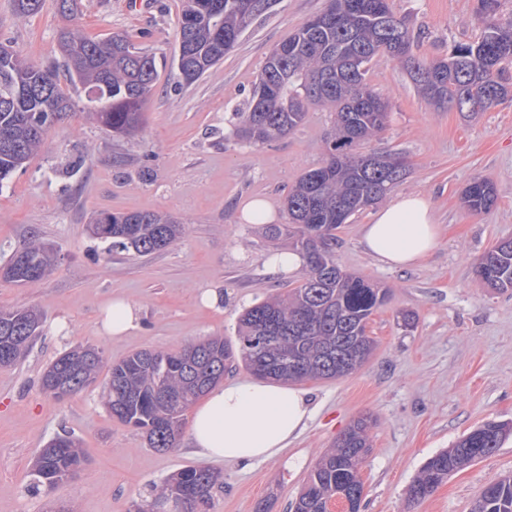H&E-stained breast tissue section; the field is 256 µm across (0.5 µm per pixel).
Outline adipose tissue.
Segmentation results:
<instances>
[{
  "label": "adipose tissue",
  "mask_w": 512,
  "mask_h": 512,
  "mask_svg": "<svg viewBox=\"0 0 512 512\" xmlns=\"http://www.w3.org/2000/svg\"><path fill=\"white\" fill-rule=\"evenodd\" d=\"M432 207L419 194H402L377 209L362 228L366 251L390 268L411 266L436 247ZM313 409L304 391L260 380L227 381L196 408L191 446L215 462L264 461L306 426Z\"/></svg>",
  "instance_id": "1"
}]
</instances>
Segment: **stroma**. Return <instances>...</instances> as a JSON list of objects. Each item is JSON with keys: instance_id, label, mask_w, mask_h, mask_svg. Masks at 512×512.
<instances>
[{"instance_id": "35a3bbf8", "label": "stroma", "mask_w": 512, "mask_h": 512, "mask_svg": "<svg viewBox=\"0 0 512 512\" xmlns=\"http://www.w3.org/2000/svg\"><path fill=\"white\" fill-rule=\"evenodd\" d=\"M328 0H278L223 61L193 85L173 65L181 0H148L134 13L129 0H81L75 26L95 39L127 34L152 52L158 78L145 122L130 139H116L86 112L55 125L26 168L0 187V260L31 235L57 251L52 272L32 286L0 280V307H34L43 327L16 365L0 369V512H130L134 501L186 465L208 461L190 450V423L178 446L150 448L143 433L111 417L101 384L59 401L40 378L61 353L83 345L116 361L143 349L177 352L210 336L237 341L244 308L300 285L305 271L274 273L269 258L288 242L246 224V200L264 198L275 223L286 221L289 188L324 160L334 115L311 107L284 138L247 145L232 136L265 59ZM405 19L420 58L447 57L453 46L478 39L477 0H391ZM65 24L56 0L21 18L0 0V43L45 66L61 63L57 33ZM368 87L388 101V122L364 149L399 154L408 175L398 193L425 196L434 208L439 244L424 261L391 269L364 249L362 226L371 209L336 231L337 265L387 288L368 333L370 360L338 379H306L298 389L316 408L304 431L269 461L222 464L224 483L210 512H292L321 454L360 416L373 419L372 450L361 468V512H470L489 482L512 474V432L491 455L456 472L427 498L409 501L408 488L426 461L488 422L512 429V291L487 288L478 259L512 237V99L465 120L417 92L407 72L385 55L368 66ZM477 177L497 189L484 213L464 207L462 192ZM152 211L186 224L185 235L147 256L108 251L90 224L99 213ZM217 291L206 306L200 292ZM132 304L137 325L110 337L98 330L113 298ZM411 323H404L405 314ZM68 432L86 454L83 468L55 489L29 491V470L41 448Z\"/></svg>"}]
</instances>
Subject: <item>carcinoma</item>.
<instances>
[{
  "label": "carcinoma",
  "instance_id": "obj_1",
  "mask_svg": "<svg viewBox=\"0 0 512 512\" xmlns=\"http://www.w3.org/2000/svg\"><path fill=\"white\" fill-rule=\"evenodd\" d=\"M15 14L31 17L43 0H13ZM261 0H183L179 22L177 70L191 85L224 59L266 10ZM67 21L58 47L70 83L86 90L84 108L114 137H132L144 122V106L158 76L156 57L115 33L94 40L73 26L78 0H57ZM322 21L306 22L280 43L283 56L270 55L240 112L235 137L260 145L279 140L305 119L312 105L334 108L335 122L325 143L324 161L316 168L322 180L305 173L288 191V222L268 228L272 239L284 237L304 254L307 274L286 295L246 309L238 325V343L222 337L189 345L179 353L148 349L106 364L102 352L75 346L57 357L41 378L42 389L60 398L58 387L72 396L97 381L109 414L141 431L149 447L167 452L178 446L182 417L243 363L262 379L298 381L335 379L359 369L370 357L374 340L367 334L386 290L336 265V230L355 213L382 200L407 175L396 155L364 153L361 146L385 127L389 105L366 86L368 65L380 53L400 63L417 92L442 108L467 116L489 110L512 97L504 64L512 61V17L500 15V0H477L481 37L454 46L448 58L428 62L413 52L405 21L390 0H329ZM74 109L51 67L0 46V185L23 169L44 144L48 131ZM496 187L487 178L467 186L464 205L473 213L488 211ZM93 236L110 250L146 256L174 244L184 226L155 212L100 213ZM56 258L52 246L37 236L14 248L0 278L26 286L43 280ZM483 283L496 291L512 290V238L486 251L476 265ZM41 313L33 307L0 308V368L15 365L40 334ZM369 419H356L334 442L309 475L295 512H327L341 493L364 495L360 465L371 445ZM504 428L486 423L431 457L409 487V501L430 496L451 473L489 456L499 447ZM79 441L57 435L41 449L31 471L30 488H52L83 464ZM224 484L220 472L186 466L153 487L139 509L185 497L189 512H209L213 489ZM471 512H512V475L487 484Z\"/></svg>",
  "mask_w": 512,
  "mask_h": 512
}]
</instances>
